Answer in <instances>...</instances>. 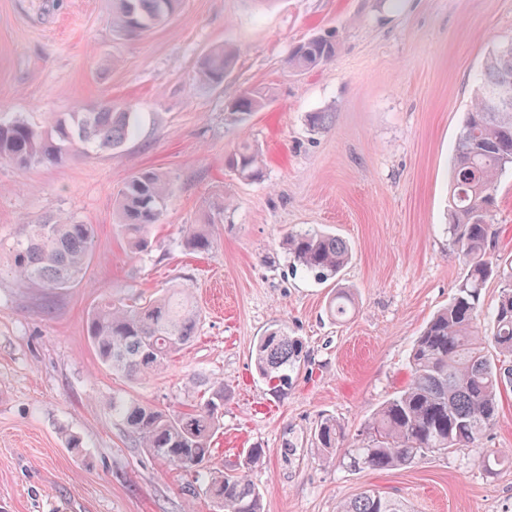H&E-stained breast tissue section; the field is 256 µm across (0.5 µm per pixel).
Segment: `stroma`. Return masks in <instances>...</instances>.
Here are the masks:
<instances>
[{"mask_svg": "<svg viewBox=\"0 0 512 512\" xmlns=\"http://www.w3.org/2000/svg\"><path fill=\"white\" fill-rule=\"evenodd\" d=\"M111 6L0 0V113L44 127L109 100L139 117L117 151L25 169L0 162V512H219L109 409L123 397L185 410L213 382L227 400L211 465L233 473L244 449H261L249 475L264 512H337L366 490L415 512H512V388L478 442L408 468H354L314 443L321 418L356 435L406 385L417 336L466 272L446 232L454 145L485 56L512 39V0H183L167 25L135 38L113 33ZM315 35L335 40V57L289 69L292 48ZM224 43L238 60L223 86L204 84L198 62ZM249 87L272 97L233 123L228 106ZM321 111L333 123L311 131L307 117ZM245 141L264 154L262 180L224 164ZM140 169L175 186L145 252L114 229L118 193ZM497 195L489 251L506 269L512 170ZM63 215L96 227L84 278L63 290L21 286L7 242L22 224ZM207 222L212 251L187 250L186 227ZM305 227L351 249L340 275L354 300L347 319L328 313L331 284L293 268L280 245ZM175 287L202 310L194 341L144 380L103 365L87 332L93 310ZM274 324L306 354L283 394L252 358ZM493 451L508 460L490 474L482 459Z\"/></svg>", "mask_w": 512, "mask_h": 512, "instance_id": "obj_1", "label": "stroma"}]
</instances>
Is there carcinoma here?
Here are the masks:
<instances>
[{
  "instance_id": "carcinoma-1",
  "label": "carcinoma",
  "mask_w": 512,
  "mask_h": 512,
  "mask_svg": "<svg viewBox=\"0 0 512 512\" xmlns=\"http://www.w3.org/2000/svg\"><path fill=\"white\" fill-rule=\"evenodd\" d=\"M182 6V0H112L109 21L116 34L140 36L164 25ZM336 53L328 37L296 45L288 67L310 72ZM236 50L221 44L201 58L203 81L220 86L231 73ZM512 53L494 45L483 64L473 101L455 144L448 208V237L466 266L453 297L417 337L410 355L408 383L389 398L365 423L361 439L349 442L336 420L324 418L314 432L316 447L334 454L344 449L353 466L384 471L409 466L432 452L467 447L495 424L498 396L512 386V272L501 273L487 252L494 235L498 177L512 169ZM269 91L256 88L241 93L230 115L238 122L260 111ZM137 133L136 113L112 101L56 117L38 128L20 117L0 118V161L24 169L35 164L57 165L81 153L114 151ZM225 164L244 180L263 177L259 149L242 143ZM174 193L170 177L156 169L136 171L116 202V231L138 251L150 247L149 229L159 222ZM93 224L70 218L23 224L11 250L10 273L34 288L60 290L80 282L95 244ZM212 225L191 224L187 248L205 253L214 246ZM288 260L320 283L337 286L329 303L334 317L347 315L349 291L339 286V275L349 260L343 239L315 228L285 235ZM493 278L501 280L492 313L493 329L480 331L483 290ZM199 311L190 292L175 288L143 304L120 300L94 310L88 336L102 364L135 379L160 371L169 359L196 336ZM255 371L288 390L301 366L303 347L288 330L274 324L260 336L253 351ZM224 384L213 383L207 396L186 411L154 408L122 397L112 398V417L163 462L194 477L223 512H263V494L249 477L262 455L246 452L243 469L223 473L210 469L212 438L224 417ZM338 512H411L403 500L364 492L340 504Z\"/></svg>"
}]
</instances>
